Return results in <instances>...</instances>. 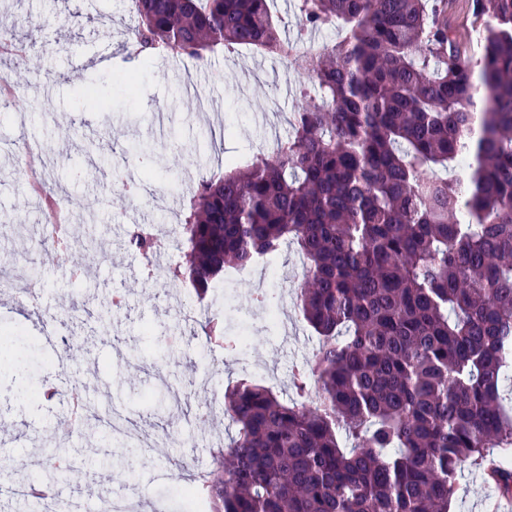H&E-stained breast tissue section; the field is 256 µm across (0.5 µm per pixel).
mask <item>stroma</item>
<instances>
[{"instance_id":"stroma-1","label":"stroma","mask_w":512,"mask_h":512,"mask_svg":"<svg viewBox=\"0 0 512 512\" xmlns=\"http://www.w3.org/2000/svg\"><path fill=\"white\" fill-rule=\"evenodd\" d=\"M283 34L303 35L304 47L314 50L335 41L336 30L301 32L296 0H271ZM98 22L82 18V11ZM137 18L129 0H0V29L14 31L32 45L41 65L17 88L16 105L26 116L18 125L12 113L0 112V139L19 135L36 140L42 151L62 157L53 171V188H61L80 205H91L94 221L120 230L128 224H163L159 210L131 209L129 201L111 187L114 168L126 165L127 152L138 143L154 148L145 187L164 188L170 198L185 203L189 185L200 175L211 176L230 160L255 158L257 148L292 131L297 112L317 96L315 86L284 61L247 48L211 55L204 64L191 59L136 58L132 32ZM137 73L140 92L127 97L115 77ZM96 82L108 95L102 112L84 105L79 87ZM0 251L23 254L26 265L43 258L38 239L11 233L14 224L43 219L31 203L26 166L17 153L0 151ZM285 283L269 279L263 267L208 291L206 302L224 323L227 336L250 337L256 370L242 368L232 345L213 348V359H202L208 340L201 330L180 332L175 310L193 301L188 289L160 280L140 278V258L113 250L105 264L86 262L94 295L91 317L80 334L83 343L67 359L54 361L40 336L46 320L80 306L81 296L69 287L61 266L45 267L49 284L40 312L11 298L0 299V329L26 337V366L51 387L83 385L95 408L86 426L61 429L65 413L61 398L39 402L21 395L18 384L0 383V478H21L54 465L53 489L69 492L81 512H99L106 489L95 484L102 468L118 460L124 449L112 437L113 410L130 418H145L151 434L167 438L164 450L140 449L137 476L145 488V505L138 512H186L180 495V475L155 481L156 472L182 460L210 469L212 444L233 431L224 422V391L249 379L270 388L280 399H294L290 385L293 362L311 361L318 346L313 330L296 306L302 279V257L296 246H285L277 258ZM274 293L278 320L269 324L250 298L259 289ZM127 305L111 312L112 292ZM200 378L189 398V414L205 412L221 418L219 428L189 426L172 410L156 411L146 396L165 384L178 386L190 376ZM452 512H506L494 491L477 471L464 467L457 476Z\"/></svg>"}]
</instances>
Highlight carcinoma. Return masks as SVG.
Wrapping results in <instances>:
<instances>
[{
    "instance_id": "cac0c4a2",
    "label": "carcinoma",
    "mask_w": 512,
    "mask_h": 512,
    "mask_svg": "<svg viewBox=\"0 0 512 512\" xmlns=\"http://www.w3.org/2000/svg\"><path fill=\"white\" fill-rule=\"evenodd\" d=\"M134 2L144 59L244 46L319 92L275 151L202 181L179 225L167 276L200 297L296 245L319 337L295 380L310 408L248 380L224 392L235 434L205 510L450 512L465 464L512 499V465L487 460L512 449V0H471L493 22L474 58L453 0H298L304 27L339 26L301 57L269 0ZM463 160L465 186L432 175ZM123 247L148 260L157 241L133 224ZM15 347L0 336V371L19 370Z\"/></svg>"
}]
</instances>
